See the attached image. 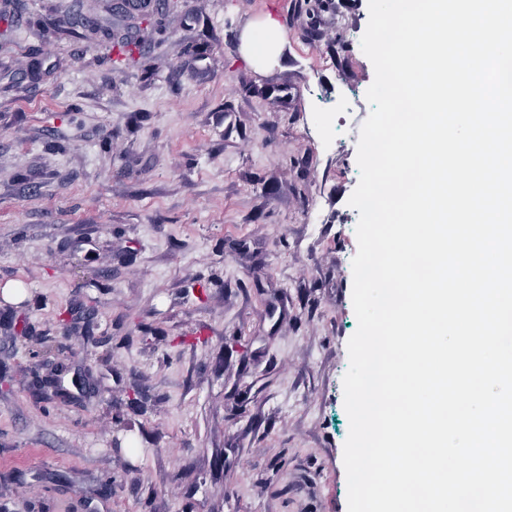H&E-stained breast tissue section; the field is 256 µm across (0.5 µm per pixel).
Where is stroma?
Listing matches in <instances>:
<instances>
[{
    "label": "stroma",
    "instance_id": "35a3bbf8",
    "mask_svg": "<svg viewBox=\"0 0 512 512\" xmlns=\"http://www.w3.org/2000/svg\"><path fill=\"white\" fill-rule=\"evenodd\" d=\"M368 20L0 0V512H348ZM257 25L261 28V36L253 34V23L242 32L240 54L242 59L253 68L262 70L281 57L286 40L275 18L264 17Z\"/></svg>",
    "mask_w": 512,
    "mask_h": 512
}]
</instances>
